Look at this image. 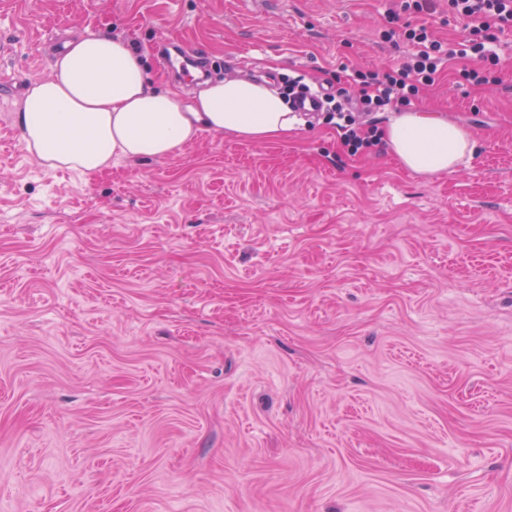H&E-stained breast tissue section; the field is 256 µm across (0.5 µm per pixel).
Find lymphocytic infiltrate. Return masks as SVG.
I'll return each instance as SVG.
<instances>
[{
	"mask_svg": "<svg viewBox=\"0 0 512 512\" xmlns=\"http://www.w3.org/2000/svg\"><path fill=\"white\" fill-rule=\"evenodd\" d=\"M448 14L466 19L469 39L445 44L433 39L426 26L406 27L404 39L418 47L408 62L381 73L355 71L360 109L370 111L410 103L423 87L434 84L440 66L450 60L475 54L485 64L497 65L494 45L499 33L512 30V0H448Z\"/></svg>",
	"mask_w": 512,
	"mask_h": 512,
	"instance_id": "f902f5d3",
	"label": "lymphocytic infiltrate"
}]
</instances>
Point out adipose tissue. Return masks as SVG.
Listing matches in <instances>:
<instances>
[{
	"label": "adipose tissue",
	"mask_w": 512,
	"mask_h": 512,
	"mask_svg": "<svg viewBox=\"0 0 512 512\" xmlns=\"http://www.w3.org/2000/svg\"><path fill=\"white\" fill-rule=\"evenodd\" d=\"M15 122L44 167L87 175L116 160L171 156L205 132L252 143L281 140L303 120L259 81L211 80L186 100L156 89L129 41L97 33L65 43L50 78L26 89ZM384 139L403 167L423 176L448 171L475 150L467 131L434 112L391 117Z\"/></svg>",
	"instance_id": "ef3b65f1"
}]
</instances>
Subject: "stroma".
<instances>
[{"label": "stroma", "mask_w": 512, "mask_h": 512, "mask_svg": "<svg viewBox=\"0 0 512 512\" xmlns=\"http://www.w3.org/2000/svg\"><path fill=\"white\" fill-rule=\"evenodd\" d=\"M407 21L468 35L448 0H0V512H512V31L493 83L472 55L411 102L476 143L431 177L321 111L92 175L13 122L75 35L183 97L172 39L354 95ZM325 103H333L329 108H327L326 112H332L334 115L336 114V116H338L337 118L339 120L344 121V124L336 123V127L342 131L340 135L341 139L350 153L355 155L374 145V140H372L373 136H364L360 128L353 127L355 124L353 117L349 113H344L351 112L348 107L351 102L348 99L343 100V102L336 101L335 103V96L327 95L325 97Z\"/></svg>", "instance_id": "stroma-1"}]
</instances>
